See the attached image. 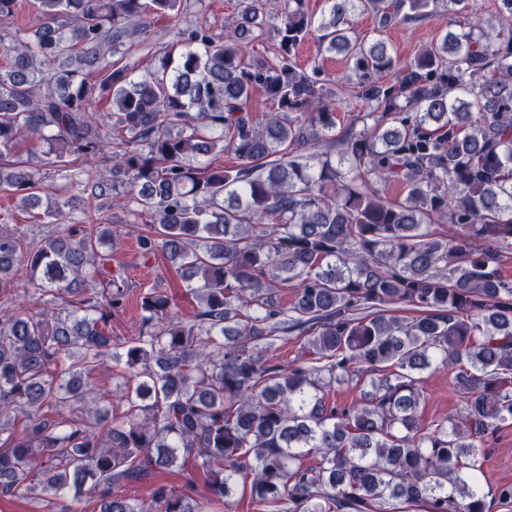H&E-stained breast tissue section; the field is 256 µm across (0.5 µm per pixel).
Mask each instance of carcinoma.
I'll return each instance as SVG.
<instances>
[{
	"label": "carcinoma",
	"mask_w": 512,
	"mask_h": 512,
	"mask_svg": "<svg viewBox=\"0 0 512 512\" xmlns=\"http://www.w3.org/2000/svg\"><path fill=\"white\" fill-rule=\"evenodd\" d=\"M467 2L328 0L314 27L304 0H288L271 28L251 0L224 39L182 20L179 0H35L29 25L0 35V193L40 206L39 174L14 149L47 144L86 199L127 198L141 255L162 252L199 301L184 321L146 289L120 351L112 226L75 222L62 204L35 215L54 224L37 241L0 228L1 497L234 512L242 482L288 512L512 502V484L485 490L479 477L489 438L512 425V280L500 271L512 245V0H498L501 26L488 30ZM440 6L462 20L410 61L354 27L365 12L383 29ZM161 20L174 40L132 75L126 40ZM309 36L350 65L334 93L297 64ZM256 87L277 103L261 118L247 107ZM345 95L368 110L338 136ZM105 99L116 119L103 129L90 107ZM108 140L112 168L95 177L78 161ZM224 153L236 165L217 162ZM393 184L404 198L388 197ZM21 272L42 310L12 306ZM289 336L308 357L270 360ZM107 359L125 369L126 410L110 422L89 381ZM440 368L455 371L462 405L427 425L421 387ZM350 383L358 402L327 400ZM72 403L82 415L40 414ZM181 453L206 476L200 505L164 487L146 500L116 490Z\"/></svg>",
	"instance_id": "1"
}]
</instances>
